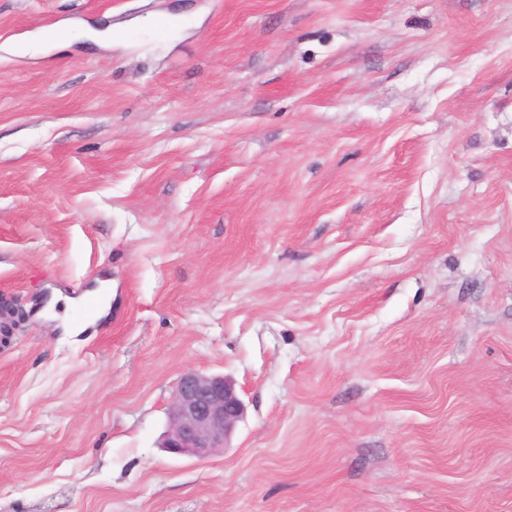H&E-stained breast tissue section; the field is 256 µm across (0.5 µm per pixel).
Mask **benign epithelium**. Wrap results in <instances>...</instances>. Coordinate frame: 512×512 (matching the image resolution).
<instances>
[{
	"instance_id": "1",
	"label": "benign epithelium",
	"mask_w": 512,
	"mask_h": 512,
	"mask_svg": "<svg viewBox=\"0 0 512 512\" xmlns=\"http://www.w3.org/2000/svg\"><path fill=\"white\" fill-rule=\"evenodd\" d=\"M168 417L162 447L176 455L206 459L229 447L244 421L245 405L232 378L189 369L176 382Z\"/></svg>"
}]
</instances>
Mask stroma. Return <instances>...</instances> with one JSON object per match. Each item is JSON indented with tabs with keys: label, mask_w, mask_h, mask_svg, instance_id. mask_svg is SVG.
I'll list each match as a JSON object with an SVG mask.
<instances>
[{
	"label": "stroma",
	"mask_w": 512,
	"mask_h": 512,
	"mask_svg": "<svg viewBox=\"0 0 512 512\" xmlns=\"http://www.w3.org/2000/svg\"><path fill=\"white\" fill-rule=\"evenodd\" d=\"M2 304L0 512H512V0H0ZM168 417L162 448L206 459L229 448L245 405L232 378L189 369L176 382Z\"/></svg>",
	"instance_id": "stroma-1"
}]
</instances>
